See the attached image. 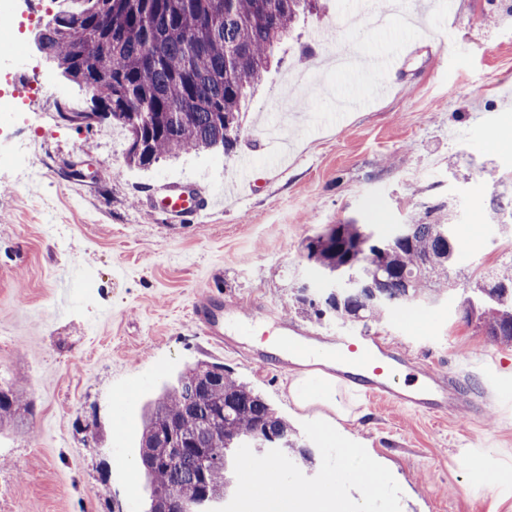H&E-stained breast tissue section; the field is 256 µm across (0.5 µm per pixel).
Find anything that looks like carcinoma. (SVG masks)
Returning <instances> with one entry per match:
<instances>
[{
	"mask_svg": "<svg viewBox=\"0 0 512 512\" xmlns=\"http://www.w3.org/2000/svg\"><path fill=\"white\" fill-rule=\"evenodd\" d=\"M318 0H81L42 28V43L63 77L89 88L96 108L127 133L126 160L146 168L183 152L236 148L240 112L274 52ZM322 276L358 275L365 287L339 294L342 322H366L448 288L458 258L444 213L419 217L401 237L369 224H333L305 245ZM466 318L512 343V255L478 277ZM33 405L22 389L0 387V427L28 426ZM141 454L156 459L148 485L168 491L179 512L229 494L232 452L247 444L278 448L311 467L312 449L265 396L220 364L184 368L145 407ZM178 461L167 463L171 442Z\"/></svg>",
	"mask_w": 512,
	"mask_h": 512,
	"instance_id": "carcinoma-1",
	"label": "carcinoma"
}]
</instances>
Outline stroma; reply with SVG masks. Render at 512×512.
Returning a JSON list of instances; mask_svg holds the SVG:
<instances>
[{"mask_svg":"<svg viewBox=\"0 0 512 512\" xmlns=\"http://www.w3.org/2000/svg\"><path fill=\"white\" fill-rule=\"evenodd\" d=\"M358 0H322L278 50L246 101L231 154L189 152L128 166L97 126L65 123L45 98L12 135L41 143L43 180L27 187L0 168V385L34 403L30 429L0 431V512H149L139 456L142 407L184 365L217 363L260 390L294 428L335 414L298 407L290 377L260 369L242 312L269 305L291 323L294 293L320 291L304 240L354 221L388 234L444 204L457 214L453 288L391 308L366 329L411 359L492 387L497 407L431 420L354 396L341 424L400 485L402 512H512V345L463 317L466 284L512 253V230L490 224L496 183L512 179V0H404L417 25L393 16L370 38L346 23ZM325 41H313L316 29ZM401 58L388 94L357 112L341 95L364 80L337 53ZM286 153L266 146L286 84ZM195 190L205 212L187 224L157 203L162 184ZM224 308L232 351L189 312L206 293Z\"/></svg>","mask_w":512,"mask_h":512,"instance_id":"obj_1","label":"stroma"}]
</instances>
